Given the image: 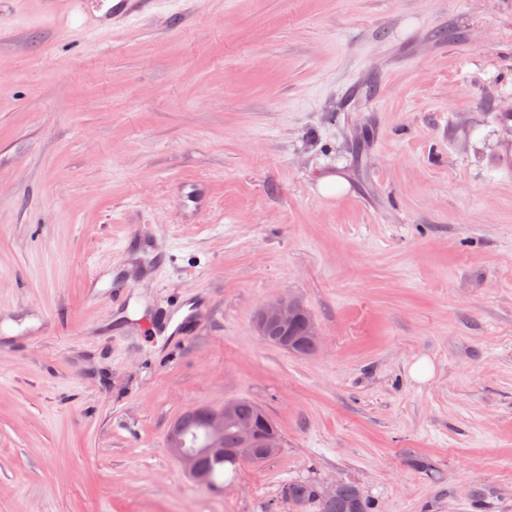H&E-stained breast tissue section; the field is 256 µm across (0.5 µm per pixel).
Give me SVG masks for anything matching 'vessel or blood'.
<instances>
[{
	"label": "vessel or blood",
	"instance_id": "b4317fda",
	"mask_svg": "<svg viewBox=\"0 0 512 512\" xmlns=\"http://www.w3.org/2000/svg\"><path fill=\"white\" fill-rule=\"evenodd\" d=\"M163 0H45L47 15L86 30L127 23L159 9Z\"/></svg>",
	"mask_w": 512,
	"mask_h": 512
}]
</instances>
